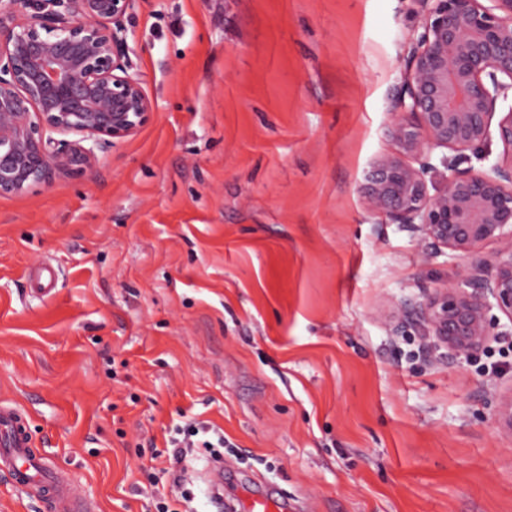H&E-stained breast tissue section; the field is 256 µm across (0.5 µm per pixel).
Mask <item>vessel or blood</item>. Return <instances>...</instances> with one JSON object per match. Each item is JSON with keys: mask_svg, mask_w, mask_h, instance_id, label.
<instances>
[{"mask_svg": "<svg viewBox=\"0 0 512 512\" xmlns=\"http://www.w3.org/2000/svg\"><path fill=\"white\" fill-rule=\"evenodd\" d=\"M0 472L18 484L36 489L51 500L56 512H84L76 494L63 486L60 477L48 476L29 451V438L20 411L0 408Z\"/></svg>", "mask_w": 512, "mask_h": 512, "instance_id": "b4317fda", "label": "vessel or blood"}]
</instances>
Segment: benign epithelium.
<instances>
[{
    "mask_svg": "<svg viewBox=\"0 0 512 512\" xmlns=\"http://www.w3.org/2000/svg\"><path fill=\"white\" fill-rule=\"evenodd\" d=\"M133 2L0 0V197L92 172L97 151L148 123L154 107L129 74ZM421 2L387 127L396 152L369 166L359 191L435 255L468 260L459 281L398 315L435 350L467 359L512 337V0ZM494 135L503 151L492 160ZM438 149L454 156L436 165ZM441 167L450 175L432 195L427 176ZM490 242L499 248L488 256ZM497 420L512 433V396Z\"/></svg>",
    "mask_w": 512,
    "mask_h": 512,
    "instance_id": "1",
    "label": "benign epithelium"
}]
</instances>
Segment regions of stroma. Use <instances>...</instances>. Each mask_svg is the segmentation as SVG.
<instances>
[{"label":"stroma","mask_w":512,"mask_h":512,"mask_svg":"<svg viewBox=\"0 0 512 512\" xmlns=\"http://www.w3.org/2000/svg\"><path fill=\"white\" fill-rule=\"evenodd\" d=\"M420 0H134L155 110L97 169L0 197V405L94 512H512V355L450 359L400 305L464 263L371 214ZM50 293L32 289L43 266ZM169 443L174 448L170 464L181 465L186 461L189 448H210V455L220 458V450L224 448V431L205 422H190L183 426H176L173 430ZM181 436V438L176 437ZM196 438V439H193Z\"/></svg>","instance_id":"1"}]
</instances>
